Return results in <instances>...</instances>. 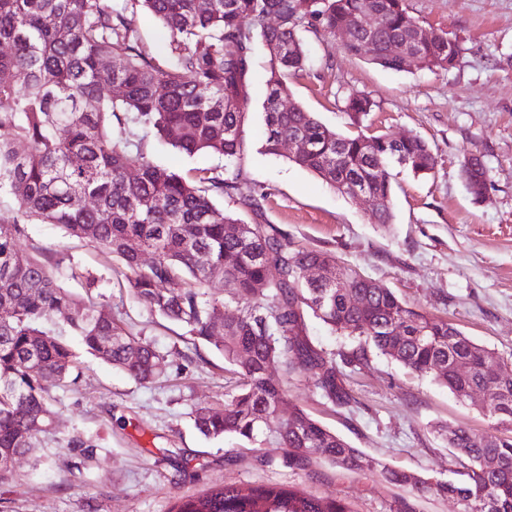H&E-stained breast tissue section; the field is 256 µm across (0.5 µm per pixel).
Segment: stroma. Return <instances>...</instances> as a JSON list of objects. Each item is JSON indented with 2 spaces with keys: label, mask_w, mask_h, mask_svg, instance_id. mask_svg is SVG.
Returning <instances> with one entry per match:
<instances>
[{
  "label": "stroma",
  "mask_w": 512,
  "mask_h": 512,
  "mask_svg": "<svg viewBox=\"0 0 512 512\" xmlns=\"http://www.w3.org/2000/svg\"><path fill=\"white\" fill-rule=\"evenodd\" d=\"M424 26L463 40L460 63L445 70L395 72L344 52L337 37L306 34L307 70L294 78V99L344 134L357 133L347 98L371 93L365 119L373 132L417 134L433 147L434 171L403 173L392 196L394 221L374 223L367 201L343 196L287 158L260 151V117L269 54L255 52L244 111V177L267 192L264 217L295 246L331 252L392 289L416 309L455 324L478 344L512 362V0H406ZM481 156L487 190L472 201L460 175L464 155ZM20 247L53 253V273L84 301L97 303L163 357L162 371L139 383L80 353L77 384L57 386L54 424L0 482V512H168L180 499L217 483L296 486L344 499L352 512H396L405 492L377 478L342 471L319 455L308 469L288 468L284 449L257 462L249 445L209 439L192 412L222 407L237 375L214 347L151 313L128 292L127 269L53 224H31ZM78 264L98 280L88 289L68 279ZM355 402L333 405L306 374L284 380L287 409L300 408L352 446L390 466L449 479L454 450L441 428L496 433L480 396L462 400L431 378L369 352L344 378ZM93 441V454L73 464L67 443Z\"/></svg>",
  "instance_id": "obj_1"
}]
</instances>
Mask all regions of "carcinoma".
<instances>
[{"mask_svg": "<svg viewBox=\"0 0 512 512\" xmlns=\"http://www.w3.org/2000/svg\"><path fill=\"white\" fill-rule=\"evenodd\" d=\"M0 0V195L18 209L0 224V482L13 476L18 458L48 432L54 411L48 384L66 382L78 363L67 335L85 351L146 382L162 365L160 354L111 315L73 296L49 268L45 253L27 254L19 241L32 222L56 224L120 260L130 272L129 292L150 312L174 321L194 339L214 346L239 374L237 392L224 407L193 411L204 436H232L262 449L286 451L288 467L304 470L310 455L360 475L376 476L413 495L452 497L465 512H512V364L475 343L447 319L421 312L394 291L341 266L321 250L293 248L281 229L262 220V204L246 186L240 160L249 113V73L256 44L270 54L267 94L261 104L266 128L262 151L278 156L289 139L309 150L289 157L339 193L357 189L377 202L372 217L393 223L394 170L430 174L436 156L417 135H345L300 104L288 105L289 82L307 64L303 33L342 38L359 55L371 38V62L396 72L413 67L447 69L460 62L462 43L439 32L417 41L420 22L405 0ZM143 8L169 32L168 56L159 62L132 36L128 9ZM376 14L373 31L363 20ZM407 49L395 53L394 43ZM105 60L114 66L104 70ZM123 92L115 95L113 85ZM370 94L348 97L345 111L358 122L373 111ZM143 133L137 137L136 131ZM153 133L177 153H209L224 166L189 177L152 161L142 150ZM135 178L127 176L129 170ZM461 174L473 200L487 188L481 156L470 154ZM236 200L258 218L253 224L220 208ZM149 252L152 261L142 262ZM320 265L334 285L307 280ZM224 283V296L212 292ZM354 293L364 297L356 308ZM234 306L236 319L224 320ZM333 331L359 341L357 348L327 357L305 339L307 313ZM58 315L56 330L42 326ZM224 334H215L218 322ZM398 324L404 334L392 335ZM430 377L458 397L472 389L489 394L487 411L511 432L497 437L458 429L457 478L442 480L389 467L352 447L303 410L279 416L286 398L269 373L305 372L334 405L354 401L344 369L367 364V348ZM171 512H351L333 496L317 497L295 486L243 487L222 483L179 502Z\"/></svg>", "mask_w": 512, "mask_h": 512, "instance_id": "obj_1", "label": "carcinoma"}]
</instances>
